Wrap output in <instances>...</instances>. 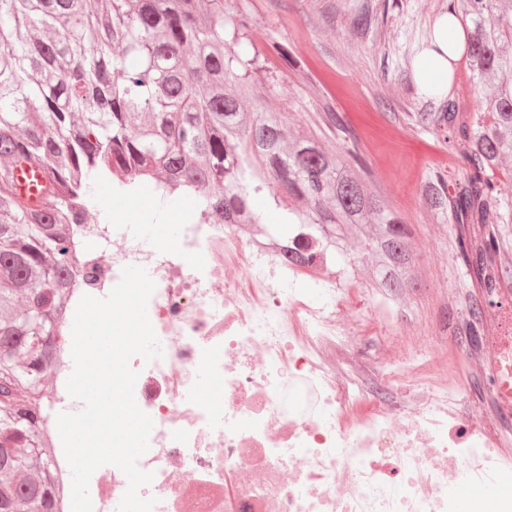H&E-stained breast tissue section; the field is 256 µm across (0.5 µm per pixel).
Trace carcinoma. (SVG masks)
<instances>
[{
  "label": "carcinoma",
  "instance_id": "cac0c4a2",
  "mask_svg": "<svg viewBox=\"0 0 512 512\" xmlns=\"http://www.w3.org/2000/svg\"><path fill=\"white\" fill-rule=\"evenodd\" d=\"M235 0H0V348L27 363H0V512H53L50 444L39 432L43 377L56 364L50 340L36 337L19 301L44 308L57 325L75 264L74 215L94 206L95 186L151 183L169 196L195 198L215 224H255L257 236L293 246L288 263L311 269L325 255L341 280L357 263L372 287L395 299L422 285L411 231L366 185L352 127L323 99L314 120L288 127L273 100L257 103L258 82L274 79L277 42L258 46ZM448 13L467 27L460 58L473 95L428 91L434 112L417 126L466 155L463 180L436 173L421 196L433 215L450 214L457 257L471 285L488 294L512 282L501 261L509 245L497 171L512 157V0H453ZM353 27L365 33L378 15L368 6ZM336 138V149L325 140ZM38 168L48 185L41 206L22 205L16 170ZM280 211L268 224L264 210ZM482 311L469 308L471 346Z\"/></svg>",
  "mask_w": 512,
  "mask_h": 512
}]
</instances>
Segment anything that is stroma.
Wrapping results in <instances>:
<instances>
[{"label": "stroma", "mask_w": 512, "mask_h": 512, "mask_svg": "<svg viewBox=\"0 0 512 512\" xmlns=\"http://www.w3.org/2000/svg\"><path fill=\"white\" fill-rule=\"evenodd\" d=\"M363 0H237L239 14L250 20L248 34L258 44L278 41L288 59L277 62L278 78L260 86L278 96L289 126L305 124L319 96L332 98L351 122L361 158L371 172V190L380 192L411 224L424 286L396 301L384 300L369 286L370 270L359 267L355 280L362 296L345 310L349 322L368 327L347 354L348 370L369 389L367 406L398 398L400 386L388 387L382 373L403 372L408 354L440 359L456 356V380L465 409L486 419L501 446L512 447V413L502 412L489 389L490 338L505 314L498 302L512 303V288L491 296L474 293L454 246L450 220L427 214L420 200L422 181L434 171L462 178L465 155L449 154L433 130L412 125L409 113L425 103L413 77L415 58L428 44L431 27L448 9V0H398L382 27L359 34L351 15ZM96 214L113 224H131L146 246H153V225L176 232L191 204L179 199L160 206L152 190H142L135 208L112 207V184L95 188ZM484 308L481 338L469 348L463 318L467 302Z\"/></svg>", "instance_id": "35a3bbf8"}]
</instances>
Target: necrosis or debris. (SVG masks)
I'll list each match as a JSON object with an SVG mask.
<instances>
[{"label":"necrosis or debris","instance_id":"4bbe7bcc","mask_svg":"<svg viewBox=\"0 0 512 512\" xmlns=\"http://www.w3.org/2000/svg\"><path fill=\"white\" fill-rule=\"evenodd\" d=\"M75 230L71 305L107 297L130 265L156 285L148 316L163 356L130 362L136 403L154 422L138 460L153 475L139 490L156 498L153 512H458L462 480L480 489L469 512H512V467L494 455L496 435L431 359L410 365L405 401L360 412L366 391L336 362L355 330L335 275L305 279L282 252L195 210L176 236L155 225L149 249L130 226L85 212ZM68 330L61 322L40 420L59 512L71 509V471L56 417L82 408L66 390ZM126 489L119 469L98 468L94 512H117Z\"/></svg>","mask_w":512,"mask_h":512}]
</instances>
